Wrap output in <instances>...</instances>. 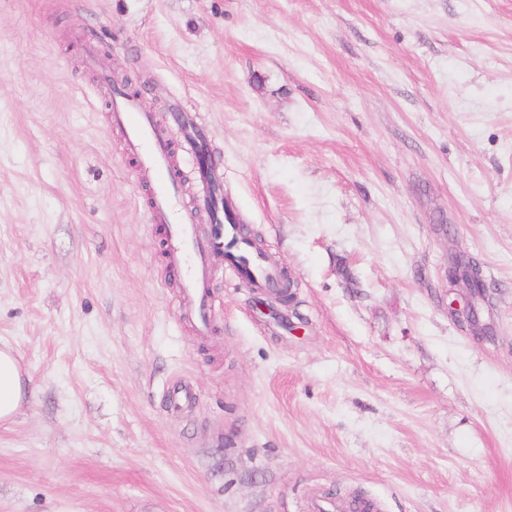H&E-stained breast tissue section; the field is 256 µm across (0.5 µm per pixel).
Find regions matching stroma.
Returning <instances> with one entry per match:
<instances>
[{
	"mask_svg": "<svg viewBox=\"0 0 512 512\" xmlns=\"http://www.w3.org/2000/svg\"><path fill=\"white\" fill-rule=\"evenodd\" d=\"M189 113L294 297L200 335L112 118ZM479 263L491 333L448 313ZM0 512H512V0H0ZM193 398L172 407L173 386ZM24 385L19 363L12 350L0 348V421L10 420L23 396Z\"/></svg>",
	"mask_w": 512,
	"mask_h": 512,
	"instance_id": "1",
	"label": "stroma"
}]
</instances>
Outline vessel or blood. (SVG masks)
I'll return each mask as SVG.
<instances>
[{
    "instance_id": "obj_1",
    "label": "vessel or blood",
    "mask_w": 512,
    "mask_h": 512,
    "mask_svg": "<svg viewBox=\"0 0 512 512\" xmlns=\"http://www.w3.org/2000/svg\"><path fill=\"white\" fill-rule=\"evenodd\" d=\"M116 120L127 131V149L139 158L151 177L154 188V218L166 230V245L172 267L178 273L183 295L193 304L200 335L210 331V296L206 257L211 250L227 252L237 276L250 287L270 288L279 272L267 263L263 253L239 238L234 225H216L207 239H200L194 225L181 223L176 204L179 185L168 165L166 144L154 134L151 115L138 111L133 101L121 99Z\"/></svg>"
}]
</instances>
